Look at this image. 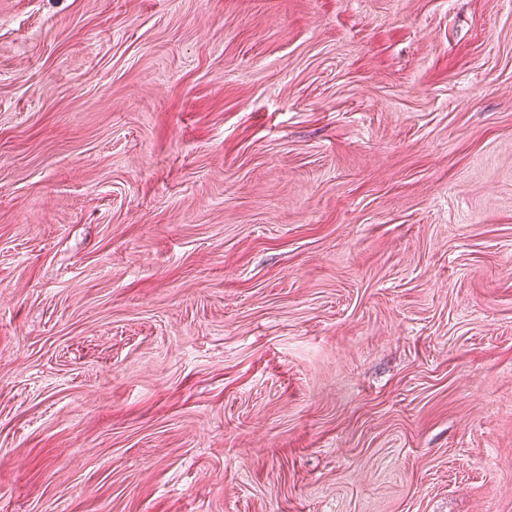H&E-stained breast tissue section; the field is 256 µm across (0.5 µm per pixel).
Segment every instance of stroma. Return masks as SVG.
I'll use <instances>...</instances> for the list:
<instances>
[{"instance_id": "stroma-1", "label": "stroma", "mask_w": 512, "mask_h": 512, "mask_svg": "<svg viewBox=\"0 0 512 512\" xmlns=\"http://www.w3.org/2000/svg\"><path fill=\"white\" fill-rule=\"evenodd\" d=\"M0 512H512V0H0Z\"/></svg>"}]
</instances>
